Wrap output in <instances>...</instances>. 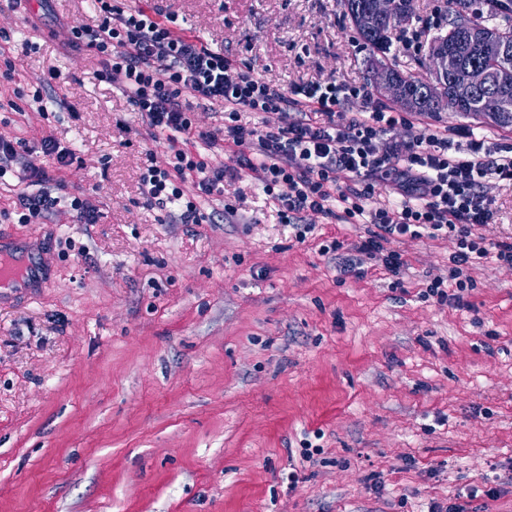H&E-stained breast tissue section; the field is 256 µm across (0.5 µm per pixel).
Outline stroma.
I'll return each instance as SVG.
<instances>
[{
	"instance_id": "obj_1",
	"label": "stroma",
	"mask_w": 512,
	"mask_h": 512,
	"mask_svg": "<svg viewBox=\"0 0 512 512\" xmlns=\"http://www.w3.org/2000/svg\"><path fill=\"white\" fill-rule=\"evenodd\" d=\"M128 3L285 87L367 82L338 0ZM95 22L91 0H0L15 75L0 138L26 140L36 166L43 137L70 148L65 190L99 210L21 224L0 190V242L43 271L0 301V512H512V267H476L461 302L440 305L422 293L448 275V240L391 242L408 262L395 277L359 253L364 226L313 215L298 242L247 180L206 206L242 190L234 221L165 222L140 185L165 135L65 45ZM484 191L498 213L481 232L508 240L512 185Z\"/></svg>"
}]
</instances>
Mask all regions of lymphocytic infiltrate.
Returning <instances> with one entry per match:
<instances>
[{
	"label": "lymphocytic infiltrate",
	"mask_w": 512,
	"mask_h": 512,
	"mask_svg": "<svg viewBox=\"0 0 512 512\" xmlns=\"http://www.w3.org/2000/svg\"><path fill=\"white\" fill-rule=\"evenodd\" d=\"M94 10L97 25L72 27L69 47L96 56L101 80L118 88L169 142L165 159L147 156L141 180L148 204L178 210L184 224H210L206 204L223 195L225 183L248 177L298 241L313 230L309 215L363 225L367 236L359 252L395 275L407 261L390 249L391 240L448 239L450 277L432 280L424 292L441 304L459 302L473 285L471 269L484 261L512 266V241L489 243L478 232L496 214L485 183H512L511 139L491 142L473 129L446 125L391 142L388 133L413 127L414 117L368 100L364 87L330 79L285 88L181 32L176 16L162 9L94 0ZM359 98L362 111L345 110ZM203 103L223 106L221 131L195 126L193 114ZM246 112H275L283 121L250 125L242 120ZM219 142L229 162L214 166L207 152ZM40 150L49 167L19 172L27 185L17 195L19 223H43L63 203L79 223H97L88 194L64 200L49 189L55 172L70 165L71 150L50 136L41 139ZM382 185L390 187L392 200H381Z\"/></svg>",
	"instance_id": "f902f5d3"
}]
</instances>
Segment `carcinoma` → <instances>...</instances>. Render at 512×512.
<instances>
[{"mask_svg": "<svg viewBox=\"0 0 512 512\" xmlns=\"http://www.w3.org/2000/svg\"><path fill=\"white\" fill-rule=\"evenodd\" d=\"M464 5L450 6L455 17L448 20V29L439 33L430 43L429 51L445 49L450 54L451 66H475L493 74L501 71L509 73L506 82L469 94L459 114L472 119H484L502 129L512 128V25L502 27L492 25L498 41L508 48L505 54L494 53L469 39L468 26L486 25V20L472 14L463 15ZM416 0H394L393 20L379 25L373 30L355 27L359 37L373 52L369 60L368 74L371 87H376L378 74L384 72L395 80L411 99L409 110L422 114L437 115L444 111L442 103L448 99V79L435 75L419 78L401 71L396 64L376 58L384 56L390 48L391 34L397 25L408 24L416 17Z\"/></svg>", "mask_w": 512, "mask_h": 512, "instance_id": "cac0c4a2", "label": "carcinoma"}]
</instances>
